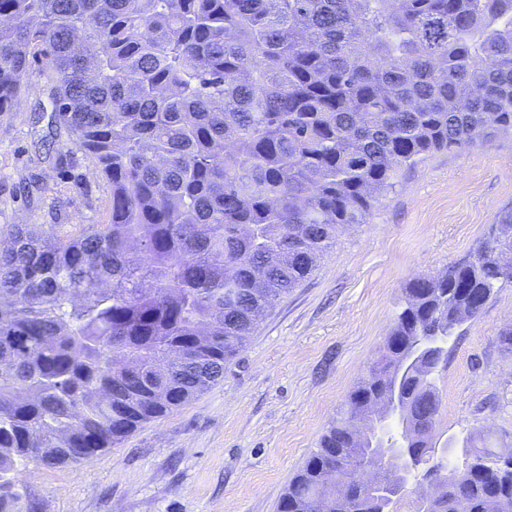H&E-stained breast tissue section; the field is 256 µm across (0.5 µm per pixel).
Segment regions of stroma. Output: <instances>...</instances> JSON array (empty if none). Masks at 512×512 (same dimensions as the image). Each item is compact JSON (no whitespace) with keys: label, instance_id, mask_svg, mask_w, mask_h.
<instances>
[{"label":"stroma","instance_id":"stroma-1","mask_svg":"<svg viewBox=\"0 0 512 512\" xmlns=\"http://www.w3.org/2000/svg\"><path fill=\"white\" fill-rule=\"evenodd\" d=\"M53 76L0 112V231L108 221L112 189L54 119ZM512 211V130L408 168L366 223L345 229L319 267L262 320L224 376L87 462L31 464L16 478L40 512H277L337 407L383 346L406 285L470 254ZM512 286L448 341L435 436L491 432L512 448Z\"/></svg>","mask_w":512,"mask_h":512}]
</instances>
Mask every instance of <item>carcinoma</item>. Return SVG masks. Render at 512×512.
I'll use <instances>...</instances> for the list:
<instances>
[{
	"mask_svg": "<svg viewBox=\"0 0 512 512\" xmlns=\"http://www.w3.org/2000/svg\"><path fill=\"white\" fill-rule=\"evenodd\" d=\"M53 112L112 184L109 222L0 233V512L13 474L90 460L201 395L338 234L401 172L512 129V0H0V112L34 59ZM512 284V212L469 257L404 289L278 512H336L401 383L414 463L434 457L448 337ZM434 512H512V450L452 438Z\"/></svg>",
	"mask_w": 512,
	"mask_h": 512,
	"instance_id": "1",
	"label": "carcinoma"
}]
</instances>
